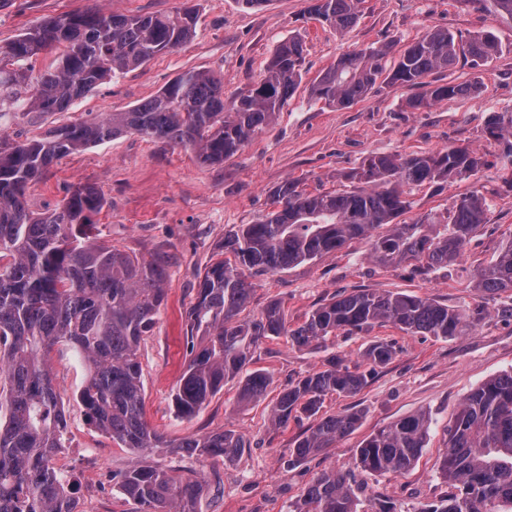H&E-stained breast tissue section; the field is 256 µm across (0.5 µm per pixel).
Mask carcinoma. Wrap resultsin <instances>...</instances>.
I'll list each match as a JSON object with an SVG mask.
<instances>
[{
	"instance_id": "1",
	"label": "carcinoma",
	"mask_w": 512,
	"mask_h": 512,
	"mask_svg": "<svg viewBox=\"0 0 512 512\" xmlns=\"http://www.w3.org/2000/svg\"><path fill=\"white\" fill-rule=\"evenodd\" d=\"M305 2V14L339 31L359 19L360 0ZM196 22L194 7L130 15L88 8L45 18L0 52V120L20 112L35 124L48 113L64 112L107 78L188 42ZM52 50L59 51L56 69L33 77V62ZM390 50L385 45L341 55L314 79L310 95L345 108L378 85L400 84L413 91L410 109H428L477 90L474 82H427L429 74L454 67L462 57L485 61L501 47L490 32L459 43L434 28L407 44L387 70L382 60ZM303 64V41L291 35L276 46L261 81L227 101L221 79L188 70L125 112L80 119L23 141L0 139V377L8 380L10 391L8 418L0 423V512H76L77 482L50 469L56 450L69 443L50 365L60 342L87 363L80 400L88 422L123 447L171 448L182 459L203 461L243 453L245 444L232 430L169 442L144 419L138 350L165 299L170 256L159 252L139 260L75 235L74 227L92 223L109 204L95 184L71 187L57 209L40 216L26 209L24 198L29 185L62 157L122 134L191 150L198 163L220 165L288 103L302 80ZM487 131L496 139L512 135V115L492 118ZM482 165L477 153L460 147L375 154L346 175L353 183L350 191L311 194L294 180L274 187L276 210L225 236L221 258L197 274L195 302L186 313L189 361L173 398L177 414L193 417L236 377L241 401L264 397L268 376L246 366L266 338L286 336L299 349L319 348L338 331L352 334L384 323L413 335H465L473 323L451 307L428 297L368 289L332 297L294 329L288 328L279 301L253 319L241 320L239 314L254 289L245 272L286 270L353 239L369 240L383 263L407 264L423 273L448 269L485 223V202L470 195L444 219L429 213L414 224H397L410 207L402 186L446 182L472 175ZM474 279L490 298L512 292V240ZM396 352V342L375 341L364 352L366 367L334 358L326 369L299 377L279 393L272 407L275 425L311 421L290 449L287 467L306 463L357 427L358 411L321 415L326 397L359 393ZM430 424L421 412L378 430L354 449L355 466L380 475L408 470L426 448ZM437 474L451 492L414 512H512L511 370L464 398L448 425ZM112 489L137 504L136 512H197L203 486L179 468L144 461L112 475ZM359 506L350 477L326 471L288 509L359 512Z\"/></svg>"
}]
</instances>
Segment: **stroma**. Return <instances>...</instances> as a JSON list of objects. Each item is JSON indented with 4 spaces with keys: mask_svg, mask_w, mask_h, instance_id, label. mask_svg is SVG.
<instances>
[{
    "mask_svg": "<svg viewBox=\"0 0 512 512\" xmlns=\"http://www.w3.org/2000/svg\"><path fill=\"white\" fill-rule=\"evenodd\" d=\"M190 5L197 8L191 41L112 76L69 111L45 117L43 128L125 111L159 94L188 70L221 77L225 96H232L258 83L279 41L296 34L304 43V84L287 106L224 164L202 165L183 148L125 135L62 158L28 189L26 205L33 213H46L61 204L71 185L96 184L109 205L93 224L82 227L83 235L141 259L159 251L171 254L166 298L140 344L146 419L171 441L230 429L246 445L243 455L231 462H193L204 485L197 512H288L315 477L331 470L350 475L363 512H369L375 497L391 499L398 512H415L448 490L437 476V464L448 423L463 398L489 377L512 369V320L495 314L496 308L512 305V295L491 299L474 286L476 269L489 265L501 244L512 238V185L506 182L512 159L504 157L502 142L486 132L492 116L512 114V19L463 0H362L356 25L339 33L306 17L304 0H268L259 9L238 0H0V51L42 19L88 7L167 14ZM431 28L448 30L462 41L486 31L496 36L501 53L479 67L462 62L434 74L443 83L477 82V93L420 111L407 108L410 91L399 85L376 88L364 100L340 109L309 97L307 83L341 54L391 43L403 46ZM448 147L474 150L485 163L470 177L407 187L411 207L401 217L410 224L431 212L446 214L462 197L485 199L486 223L448 271L421 274L379 263L370 256L368 240L356 239L290 269L250 275L254 290L247 312L256 315L270 301H281L294 328L334 294L368 288L427 296L467 317L481 313L477 326L445 340L385 325L337 334L321 349L293 347L283 336L266 339L250 363L270 379L265 399L240 403L239 384L233 380L195 416H176L172 394L187 363L185 312L195 298L197 271L210 262L225 233L271 211V191L286 180H296L313 193L342 192L350 188L345 173L368 155ZM383 339L397 345L393 360L359 393L329 396L322 408L326 415L359 410V425L336 447L287 469L288 452L305 425L272 424L278 393L290 381L323 369L331 356L362 363L366 347ZM52 366L72 446L99 451L110 474L140 461L142 452L121 447L87 424L77 400L87 378L84 361L62 344L53 353ZM420 412L432 418L429 440L408 471L371 475L355 469L354 450L363 440Z\"/></svg>",
    "mask_w": 512,
    "mask_h": 512,
    "instance_id": "obj_1",
    "label": "stroma"
}]
</instances>
